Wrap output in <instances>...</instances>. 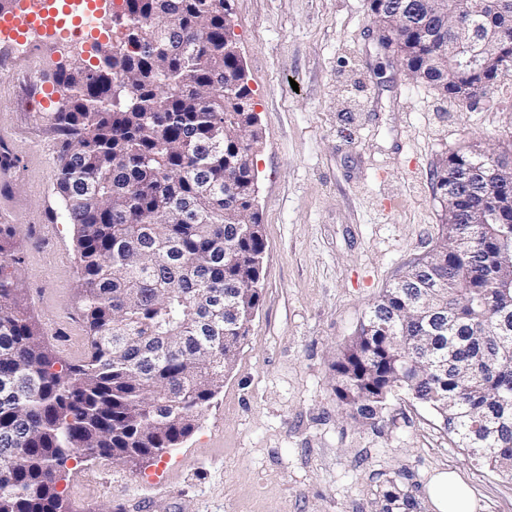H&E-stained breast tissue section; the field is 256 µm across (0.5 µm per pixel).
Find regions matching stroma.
<instances>
[{"label": "stroma", "instance_id": "35a3bbf8", "mask_svg": "<svg viewBox=\"0 0 512 512\" xmlns=\"http://www.w3.org/2000/svg\"><path fill=\"white\" fill-rule=\"evenodd\" d=\"M262 140L250 160L266 248L262 300L224 387L179 446L138 468L74 463L73 512H379L397 482L436 512L432 476L455 472L477 512H512V480L470 462L442 419L410 398L382 422L337 404L332 362L378 296L430 251L443 211L433 172L468 143L512 161V77L470 104L407 75L379 43L367 0H229ZM36 76L0 66V144L16 167L0 225L16 230L26 300L50 347L85 353L75 311L76 239L61 216L60 148L46 122L63 49Z\"/></svg>", "mask_w": 512, "mask_h": 512}]
</instances>
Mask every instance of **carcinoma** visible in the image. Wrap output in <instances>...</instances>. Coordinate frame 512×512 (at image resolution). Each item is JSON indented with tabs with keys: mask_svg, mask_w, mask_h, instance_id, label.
<instances>
[{
	"mask_svg": "<svg viewBox=\"0 0 512 512\" xmlns=\"http://www.w3.org/2000/svg\"><path fill=\"white\" fill-rule=\"evenodd\" d=\"M225 0H124L117 43L56 73L66 99L57 193L76 229L79 364L46 344L28 306L12 231L0 227V512H72L73 460L139 467L189 437L236 362L261 301L265 241L249 156L259 143ZM397 53L412 76L431 45ZM469 144L441 159L435 246L372 303L336 354L333 390L359 424L404 393L435 410L474 460L512 479V211L451 223ZM392 481L380 512H418Z\"/></svg>",
	"mask_w": 512,
	"mask_h": 512,
	"instance_id": "cac0c4a2",
	"label": "carcinoma"
}]
</instances>
